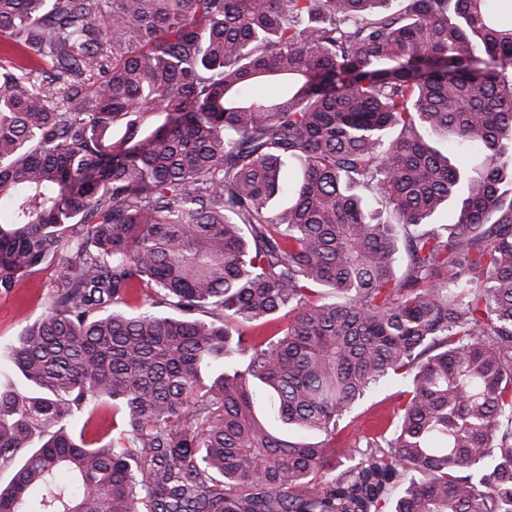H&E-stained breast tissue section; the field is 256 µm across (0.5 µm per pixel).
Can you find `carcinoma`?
<instances>
[{
  "instance_id": "cac0c4a2",
  "label": "carcinoma",
  "mask_w": 512,
  "mask_h": 512,
  "mask_svg": "<svg viewBox=\"0 0 512 512\" xmlns=\"http://www.w3.org/2000/svg\"><path fill=\"white\" fill-rule=\"evenodd\" d=\"M390 2L0 0V512H512V22ZM59 274L54 265L29 276L9 294L0 291V344L13 341L27 324L46 312ZM393 385H387L360 401L353 410L351 417H356L341 434L347 438L348 446L366 449V439L373 436L379 427L380 417L385 415L393 404L395 392Z\"/></svg>"
}]
</instances>
